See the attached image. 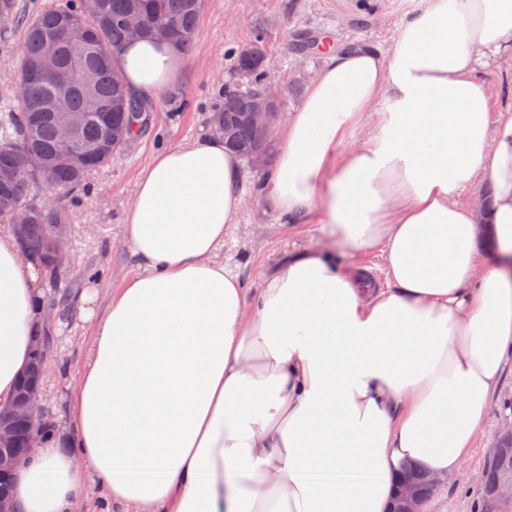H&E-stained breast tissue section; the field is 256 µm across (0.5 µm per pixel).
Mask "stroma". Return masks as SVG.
Segmentation results:
<instances>
[{"label": "stroma", "mask_w": 512, "mask_h": 512, "mask_svg": "<svg viewBox=\"0 0 512 512\" xmlns=\"http://www.w3.org/2000/svg\"><path fill=\"white\" fill-rule=\"evenodd\" d=\"M369 2L374 6L370 13L361 9L360 0H204L177 86L187 107L179 112L159 107L151 132L129 143L109 166L91 175L90 189L74 214L72 264L64 281L72 329L70 339L60 347L59 365L75 373L82 364L88 324L80 313L79 293L93 288L99 296H107L134 270L121 243V231L123 211L132 200L141 169L160 150L208 136L212 111L223 88L246 85L237 69L236 51L252 42L254 30L262 31L265 66L281 97L268 143L269 153H276L291 112L300 106L322 63L321 57L296 54V35L325 36L339 45L384 44L418 0ZM20 52L19 33L0 37V113L16 106L13 88ZM261 179V171L244 167V210L224 241L225 261L237 267L249 288L258 287L262 275L288 251L316 248L324 239L320 225L281 220L257 193ZM92 268L100 270L99 278L89 277ZM510 424L512 352L504 359L501 383L487 410L481 446L472 450L464 468L431 497V512H474L487 450Z\"/></svg>", "instance_id": "35a3bbf8"}]
</instances>
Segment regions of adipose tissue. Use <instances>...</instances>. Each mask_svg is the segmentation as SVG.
I'll return each instance as SVG.
<instances>
[{"label":"adipose tissue","instance_id":"obj_1","mask_svg":"<svg viewBox=\"0 0 512 512\" xmlns=\"http://www.w3.org/2000/svg\"><path fill=\"white\" fill-rule=\"evenodd\" d=\"M509 56L512 0H419L386 46L325 54L290 115L259 196L379 255V283L304 249L245 288L221 255L239 156L214 136L155 154L124 214L136 269L103 310L81 296L71 435L13 476L21 512H393L405 470L458 473L512 351V110L482 78ZM182 58L136 41L120 62L152 100ZM40 296L0 236V404Z\"/></svg>","mask_w":512,"mask_h":512}]
</instances>
